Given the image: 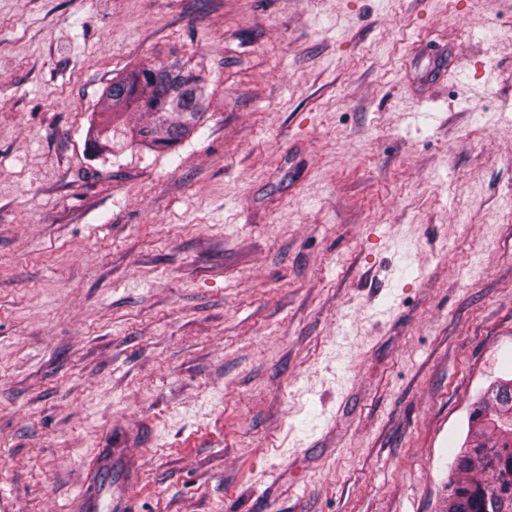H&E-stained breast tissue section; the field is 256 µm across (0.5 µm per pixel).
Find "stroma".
Returning <instances> with one entry per match:
<instances>
[{
	"label": "stroma",
	"instance_id": "1",
	"mask_svg": "<svg viewBox=\"0 0 512 512\" xmlns=\"http://www.w3.org/2000/svg\"><path fill=\"white\" fill-rule=\"evenodd\" d=\"M201 128L91 156L109 79ZM512 376V0H0V498L445 512ZM204 90L187 64L142 65L114 76L99 97L97 122L89 137L97 156L112 147L165 150L189 136L204 118ZM144 112V125L130 126L125 116ZM132 464L125 448H103L99 462L88 474L85 487L75 502L74 511L125 512L132 489L126 474Z\"/></svg>",
	"mask_w": 512,
	"mask_h": 512
}]
</instances>
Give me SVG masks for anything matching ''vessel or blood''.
<instances>
[{"mask_svg": "<svg viewBox=\"0 0 512 512\" xmlns=\"http://www.w3.org/2000/svg\"><path fill=\"white\" fill-rule=\"evenodd\" d=\"M131 466L124 449H103L75 502L74 512H125L131 494L126 474Z\"/></svg>", "mask_w": 512, "mask_h": 512, "instance_id": "obj_1", "label": "vessel or blood"}]
</instances>
